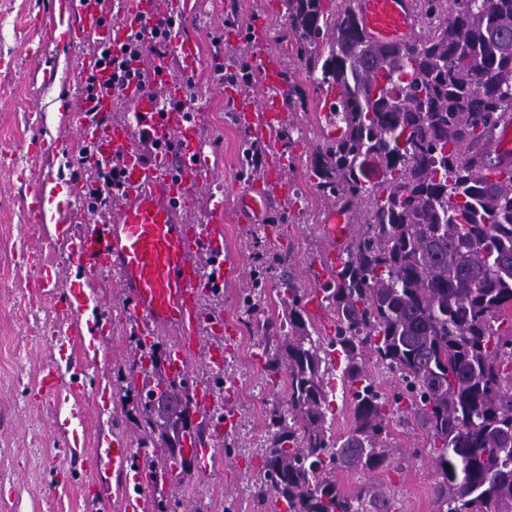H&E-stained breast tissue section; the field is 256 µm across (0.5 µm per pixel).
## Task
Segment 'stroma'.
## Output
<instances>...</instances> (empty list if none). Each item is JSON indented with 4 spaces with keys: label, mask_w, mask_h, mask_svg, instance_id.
Returning a JSON list of instances; mask_svg holds the SVG:
<instances>
[{
    "label": "stroma",
    "mask_w": 512,
    "mask_h": 512,
    "mask_svg": "<svg viewBox=\"0 0 512 512\" xmlns=\"http://www.w3.org/2000/svg\"><path fill=\"white\" fill-rule=\"evenodd\" d=\"M193 10L180 20L184 35L196 38L201 65L190 84L188 105L198 112L199 136L205 143L202 165L210 175L208 203L224 206V253L235 271L222 291L206 296V310L222 316L225 334L204 329L200 349L190 363L198 381L208 382L212 366L208 351L224 352L223 371L235 379V394L218 391L215 401L226 407L233 425L229 436H215L210 476L202 482L184 481L172 492L183 512H260L252 476L264 465V448L271 432L270 413L282 408L287 394L266 377L261 356L267 319L281 314V270H290L302 293H311L326 251L323 226L340 204L317 189L316 151L324 142L317 110L319 94L301 68L286 35L284 0H192ZM54 20L51 0H0V512H90L91 493L81 469L69 459L73 448L92 450L98 435L118 436L138 446L141 435L127 409L137 393L128 380L140 355L125 317V300L112 283H93L100 310H87L112 319L109 346L91 364L77 368L84 384L82 412L73 422L68 441L56 440L55 417L67 416L69 406L37 393L44 364L58 349L51 340V319L61 308L58 299L30 302L31 284L16 265L24 247H43L54 263L60 283L78 278L80 271L65 246L49 243L38 225L26 221V200L37 176L76 165L73 138L63 126L71 106L79 102L85 78L79 69L92 44L47 40ZM260 29V47L276 50L288 74L284 108L287 127L263 146L288 159L293 192L287 202L274 205L267 223L242 215L236 198L251 183L243 173L250 145L230 118L231 109L216 91V65L232 70L249 63L248 41L225 38L227 27ZM59 67L56 81L43 85L41 69ZM44 113L50 130L59 131L55 156L29 155L30 139L38 134L29 122L31 112ZM270 266V290L258 313L247 312L238 299L251 285L258 266ZM391 468L374 472L341 470L340 487L349 493L370 484L390 492L398 512H435V485L439 480L425 446L427 439L415 421L393 423Z\"/></svg>",
    "instance_id": "1"
}]
</instances>
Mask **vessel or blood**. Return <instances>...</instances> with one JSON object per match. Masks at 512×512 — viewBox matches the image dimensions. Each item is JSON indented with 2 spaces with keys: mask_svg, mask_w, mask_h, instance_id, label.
<instances>
[{
  "mask_svg": "<svg viewBox=\"0 0 512 512\" xmlns=\"http://www.w3.org/2000/svg\"><path fill=\"white\" fill-rule=\"evenodd\" d=\"M357 6L365 34L379 44L406 41L417 28L414 0H357ZM186 9L185 0H124L121 14L113 19L101 0H58L57 11L67 19L71 41L93 37L114 46L128 41L140 23L169 21ZM175 58L180 59L185 76L177 84L170 75ZM151 60L148 85L131 84L104 95L85 96L82 110L73 115L76 139L93 143L99 156L122 157V187L107 222L76 228L71 210L55 206L44 178L30 195L27 221L42 225L49 240L67 246L82 271V280L71 283L63 309L65 318L59 333L65 345L80 348L85 359L97 358L109 322L104 319L86 324L81 313L92 300L85 281L105 272L127 302L132 334L147 335L157 328L178 334L180 342L168 357L165 376L176 382L189 381L188 360L197 350L200 331L209 322L201 297L222 286L233 270L224 255L222 225L191 220L208 183L199 162V121L186 109L162 106L150 90L151 85L161 83L172 98L185 99L187 80L197 67V46L177 36L171 55L155 54ZM254 64L262 76L260 92L246 95L228 85L223 91L232 102L237 125L252 143L260 145L269 141L283 121L284 86L277 53L260 54ZM341 99V91L334 85L319 98L324 131L331 140L345 133ZM121 106L129 110L127 119L113 121V112ZM144 135L159 147L149 163L140 159V138ZM290 192L288 165L275 156L239 196L237 204L261 223L268 216L270 200L287 201ZM351 223L350 214L335 212L330 216L325 226L327 264L335 263L351 235ZM18 266L30 274L35 298H45L48 289L56 287V273L42 249L21 250ZM38 392L44 398L66 394L77 400L83 387L79 381L67 379L62 366L52 361L42 370ZM214 392L211 384L191 383V410L198 418H208ZM146 470L128 443L101 437L82 463L84 482L93 490L91 505L103 512L119 497L125 512H152L157 491L143 479Z\"/></svg>",
  "mask_w": 512,
  "mask_h": 512,
  "instance_id": "b4317fda",
  "label": "vessel or blood"
}]
</instances>
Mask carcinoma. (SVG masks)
<instances>
[{
    "mask_svg": "<svg viewBox=\"0 0 512 512\" xmlns=\"http://www.w3.org/2000/svg\"><path fill=\"white\" fill-rule=\"evenodd\" d=\"M287 35L305 73L343 95L344 139L326 142L318 188L363 217L321 301L333 334L307 324L283 272L286 308L267 322L270 377L285 375L286 408L272 411L260 504L277 512H392L372 486L342 492L336 470L390 466V423L413 414L435 453L437 512H512V164L493 149L512 117V0H417L420 31L379 45L354 0L332 15L322 0H287ZM405 138V147L398 140ZM382 167L368 186L367 163ZM340 354L354 427L331 435L325 375ZM386 369L391 391L369 370ZM166 462H183L188 390L170 386ZM155 433L153 406H133Z\"/></svg>",
    "mask_w": 512,
    "mask_h": 512,
    "instance_id": "1",
    "label": "carcinoma"
}]
</instances>
